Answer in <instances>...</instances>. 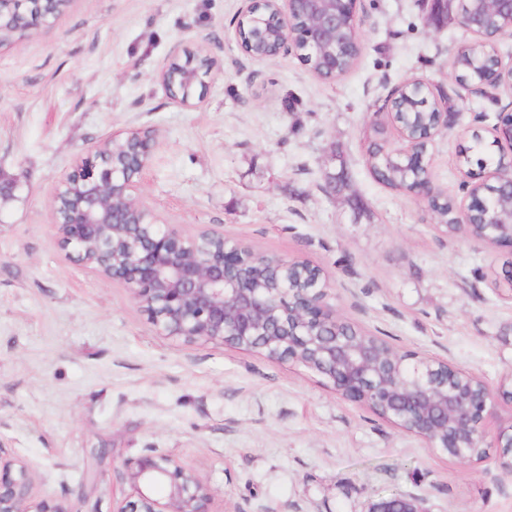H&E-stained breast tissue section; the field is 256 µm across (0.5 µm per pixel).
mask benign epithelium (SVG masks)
<instances>
[{"instance_id":"benign-epithelium-1","label":"benign epithelium","mask_w":512,"mask_h":512,"mask_svg":"<svg viewBox=\"0 0 512 512\" xmlns=\"http://www.w3.org/2000/svg\"><path fill=\"white\" fill-rule=\"evenodd\" d=\"M238 21L254 19L258 5L265 3L275 14V27L268 42L275 54L288 49L300 52L305 62L315 55L330 54L327 69L336 70V56L343 45L336 31L343 29L348 42L360 44L358 9L360 0H244ZM308 19L295 25V15ZM505 19L500 27L486 24V15ZM56 18L42 0H0V20H9L22 30L38 32ZM457 20L481 42L497 45L512 34V0H480V7L457 13ZM187 85L205 87L204 72L209 59L189 55ZM512 85V64L503 61L482 72L477 88L498 89ZM495 143L512 149V113L498 115ZM128 147L123 163L106 159L104 149L89 153L76 171L59 181L52 210L63 249L76 254L90 271L104 279L120 280L133 300L149 315L158 333L187 343L210 342L257 351L274 360H288L319 373L337 395L362 406L382 398L387 403L386 419L436 448L437 434H445V445L456 449L454 460L472 465L470 448H512V426L488 429L499 419L496 395L481 378L473 377L475 388L460 393L448 387L457 369L447 361L418 360L394 350L396 364L380 365L372 346L357 343L337 333L341 317L326 298L331 289L318 277L304 287L288 284L292 271L303 261L274 258L277 288L261 287L251 272L253 248L224 233L204 229L186 235L177 224H159L141 201L139 185L149 167L155 137L131 131L114 136ZM396 153L414 167H425L426 150L405 139ZM487 191L505 189L512 194V160L500 157L481 180L467 184L468 201L458 204L456 224L468 226L473 209L485 206ZM413 195L429 203L438 196L433 179L415 180ZM495 219L485 225L476 242L512 251V233L498 234ZM122 475L136 493V500L120 502L113 512H210L212 491L196 470L182 461L153 450L121 464ZM420 512L404 495L380 498L368 512ZM0 512H61L48 500L35 501L29 465L0 449Z\"/></svg>"}]
</instances>
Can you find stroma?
<instances>
[{
  "instance_id": "stroma-1",
  "label": "stroma",
  "mask_w": 512,
  "mask_h": 512,
  "mask_svg": "<svg viewBox=\"0 0 512 512\" xmlns=\"http://www.w3.org/2000/svg\"><path fill=\"white\" fill-rule=\"evenodd\" d=\"M431 0H362L361 53L326 82L296 51L245 56L243 0H72L38 34L0 47V445L61 512H114L120 469L146 449L194 468L211 512H367L396 489L423 512H512L498 449L468 468L336 395L295 363L158 334L120 282L59 244L60 179L115 134L156 137L140 194L160 221L209 227L321 268L338 315L403 351L446 360L499 389L512 374V251L434 226L423 200L379 182L365 137L396 89L429 83L458 118L427 150L436 186L465 195L460 152L496 146L512 90L480 94L452 61L475 37L427 24ZM213 61L193 106L158 79L183 46ZM339 178L326 187L327 174Z\"/></svg>"
}]
</instances>
